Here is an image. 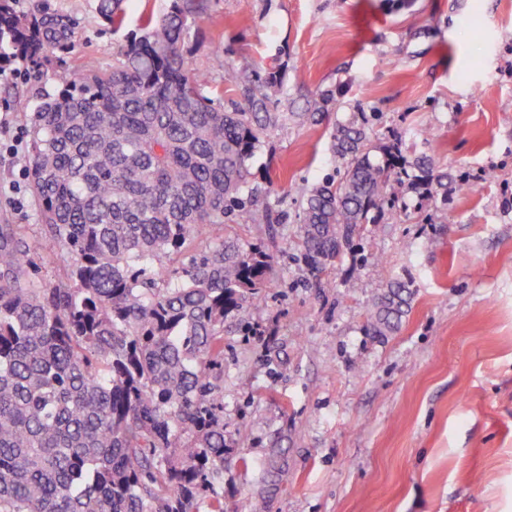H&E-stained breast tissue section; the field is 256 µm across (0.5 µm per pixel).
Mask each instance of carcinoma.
<instances>
[{"mask_svg": "<svg viewBox=\"0 0 512 512\" xmlns=\"http://www.w3.org/2000/svg\"><path fill=\"white\" fill-rule=\"evenodd\" d=\"M207 0H170L147 15L112 65H66L78 22L42 2L0 0V44L53 93L30 119L25 166L39 241L0 224V512H224V323L260 299L274 256L260 242L219 236L224 224L275 235L281 201L252 182L268 133L320 122L334 94L296 112L279 70L242 59L240 100L226 108L188 68V17ZM126 0H96L102 25H123ZM375 112L336 123V175L297 189L307 270L336 261L367 224L423 199L448 200V172L403 137L375 144ZM208 236L209 244L190 251ZM65 266L39 276L37 251ZM409 285L392 281L374 312L398 328Z\"/></svg>", "mask_w": 512, "mask_h": 512, "instance_id": "carcinoma-1", "label": "carcinoma"}]
</instances>
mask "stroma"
I'll return each mask as SVG.
<instances>
[{
  "label": "stroma",
  "instance_id": "obj_1",
  "mask_svg": "<svg viewBox=\"0 0 512 512\" xmlns=\"http://www.w3.org/2000/svg\"><path fill=\"white\" fill-rule=\"evenodd\" d=\"M82 21L68 66L112 63L117 44L169 0H127L103 30L95 0H52ZM184 55L207 94L234 100L233 60L277 63L296 104L332 90L315 125L275 132L251 163L254 182L293 209L298 185L335 174L330 133L356 112L380 119L449 173L447 201L386 212L312 277L296 222L262 241L277 259L261 302L224 324V512H512V0H208ZM49 77L0 78V222L37 238L15 132L51 92ZM432 146H425L427 132ZM469 192H460V184ZM411 285L399 328L372 315L392 280ZM254 329L252 336L241 324ZM277 466H270L272 449Z\"/></svg>",
  "mask_w": 512,
  "mask_h": 512
}]
</instances>
